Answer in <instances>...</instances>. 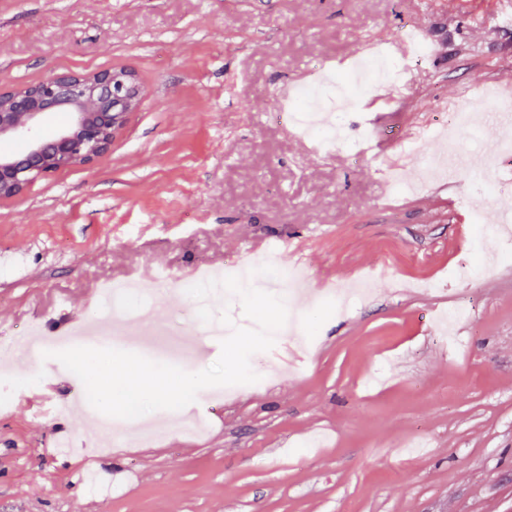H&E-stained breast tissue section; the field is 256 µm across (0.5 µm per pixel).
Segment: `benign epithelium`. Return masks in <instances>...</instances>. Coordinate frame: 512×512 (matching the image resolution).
<instances>
[{"mask_svg":"<svg viewBox=\"0 0 512 512\" xmlns=\"http://www.w3.org/2000/svg\"><path fill=\"white\" fill-rule=\"evenodd\" d=\"M143 99L137 75L126 68L91 75L56 72L32 85L0 92V138L26 142L19 154L0 155V198L107 152ZM52 112L69 113V121L45 140L39 132Z\"/></svg>","mask_w":512,"mask_h":512,"instance_id":"7a95c632","label":"benign epithelium"}]
</instances>
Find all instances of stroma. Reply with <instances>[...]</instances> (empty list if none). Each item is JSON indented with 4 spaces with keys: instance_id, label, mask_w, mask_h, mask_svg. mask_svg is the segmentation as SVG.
<instances>
[{
    "instance_id": "1",
    "label": "stroma",
    "mask_w": 512,
    "mask_h": 512,
    "mask_svg": "<svg viewBox=\"0 0 512 512\" xmlns=\"http://www.w3.org/2000/svg\"><path fill=\"white\" fill-rule=\"evenodd\" d=\"M512 0H0V91L52 72L135 71L145 97L95 161L0 199V375L23 381L0 411V512H512V264L458 284L479 232L432 199L383 206L374 156L317 153L288 129L281 91L356 40L392 46L425 31L430 59L366 93L364 119L397 109L408 132L471 98L483 114L467 155L495 154L461 177L498 183L487 208L512 212V152L488 120L486 90L512 80ZM292 240L282 269L310 292L371 277L335 316L290 299L313 334L279 335L250 365L260 379L199 392L200 436L152 446L81 445L96 411L33 419L39 392L70 401L81 380L17 339L32 324L87 320L106 280L159 269L250 262ZM434 280L435 291L414 289ZM469 311L454 335L435 314ZM178 283L152 287V322L188 318ZM67 434L77 446L58 454Z\"/></svg>"
}]
</instances>
